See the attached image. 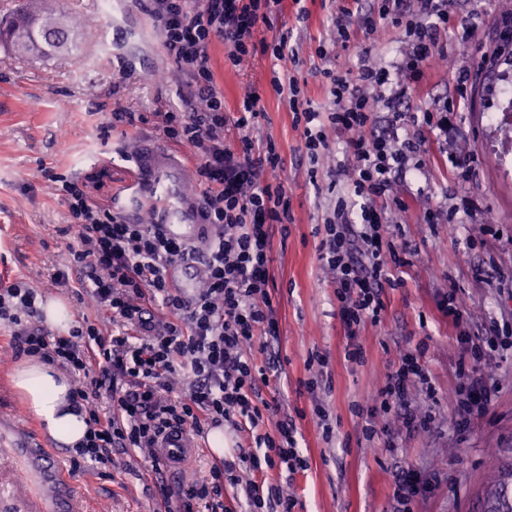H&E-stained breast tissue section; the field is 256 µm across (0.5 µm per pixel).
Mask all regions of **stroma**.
<instances>
[{
	"label": "stroma",
	"mask_w": 512,
	"mask_h": 512,
	"mask_svg": "<svg viewBox=\"0 0 512 512\" xmlns=\"http://www.w3.org/2000/svg\"><path fill=\"white\" fill-rule=\"evenodd\" d=\"M57 14L90 19L80 28L71 52L54 56L21 55L0 40V267L11 282H23L42 294L65 299L74 322L98 320L100 312L79 301L75 289L54 287L50 275L64 265L73 242L67 210L42 175L43 170L73 177L113 212L126 213L137 186L131 154L144 140L160 141L149 126L120 124L106 128L107 114L121 107L152 112L177 104L174 69L162 52L160 35L139 0H53ZM307 19L295 12L259 23L255 41L273 42L287 35L299 62L286 68L270 55L256 54L236 68L224 65L225 47L213 43L217 87L227 111L257 92L259 116L248 133L256 146L275 144L285 161L283 184L293 221L272 237V297L279 326L270 351L279 358V378L263 397L292 416L299 446L309 461L306 471L288 482L299 512H395L394 474L402 467L429 471L441 465L448 481L414 506V512H481L482 486L492 467L487 451L497 448L512 460V347L500 348L489 371L497 385L485 416L469 433L457 437L450 425L459 355L456 331L436 308L439 294L455 288L463 306L465 328L485 335L496 323L512 324V178L503 176L485 146L484 114L492 77L512 58L504 39L512 21V0H451L447 28L437 35V51L447 52L470 70L473 84L459 95L451 71L427 69L406 100L407 112H422L439 101L455 104L447 140L427 134L424 164L399 177L398 197L413 199L405 212L387 209L395 245H409L411 264L402 287L387 289L379 324L358 333L364 353L348 361L350 339L338 316L332 276L319 254L322 217L332 195L310 182L312 164L304 149L287 98L274 82L296 81L314 107L326 111L331 99L318 72L319 43L331 29L334 0H306ZM374 45L377 60L388 66L401 59L408 42L395 29L374 35L355 31L337 45L331 59L338 68L357 71L358 51ZM452 216V223H430V215ZM484 269L485 279L474 277ZM418 353L438 389L437 403L412 392L413 404L433 409L431 431L399 434L396 451L367 441L365 425L382 426L369 396L380 387L400 355ZM321 356L322 364L312 363ZM7 330L0 329V512H41V497L56 475L67 478L78 512H158L159 491L147 453L113 451L110 468L98 470L75 461L56 446L28 411L10 381L21 361ZM324 409L333 427L324 434L316 409ZM37 434L41 455L15 448L14 436ZM54 458L53 469L42 457Z\"/></svg>",
	"instance_id": "1"
}]
</instances>
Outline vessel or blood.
<instances>
[{
	"instance_id": "vessel-or-blood-1",
	"label": "vessel or blood",
	"mask_w": 512,
	"mask_h": 512,
	"mask_svg": "<svg viewBox=\"0 0 512 512\" xmlns=\"http://www.w3.org/2000/svg\"><path fill=\"white\" fill-rule=\"evenodd\" d=\"M137 163L142 195L154 202V221L169 239L201 246L215 235V227L205 220L199 190L180 151L148 140L139 148ZM199 446L198 436L185 430L169 432L159 444L161 451H177L185 460Z\"/></svg>"
}]
</instances>
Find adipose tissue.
I'll return each mask as SVG.
<instances>
[{"label":"adipose tissue","instance_id":"ef3b65f1","mask_svg":"<svg viewBox=\"0 0 512 512\" xmlns=\"http://www.w3.org/2000/svg\"><path fill=\"white\" fill-rule=\"evenodd\" d=\"M11 382L57 446L73 450L84 444L90 427L86 413L74 407L67 372L30 356L15 367Z\"/></svg>","mask_w":512,"mask_h":512}]
</instances>
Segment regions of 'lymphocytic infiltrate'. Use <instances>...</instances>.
Segmentation results:
<instances>
[{
    "mask_svg": "<svg viewBox=\"0 0 512 512\" xmlns=\"http://www.w3.org/2000/svg\"><path fill=\"white\" fill-rule=\"evenodd\" d=\"M284 0H148L165 55L184 78V107L162 112L113 109L112 123L151 125L193 163L208 223L217 227L205 255L202 288L185 296L172 288L168 269L195 259L193 247L168 240L159 225L131 223L102 207L77 183L47 173L69 212L74 243L65 269L51 280L68 285L70 271L82 274L80 296L106 314L102 323L73 327L69 336L49 338L32 325L39 310L36 289L22 282L0 285V322H7L11 343L31 356L68 370L78 386L76 399L94 400L88 412L91 431L78 454L92 467L110 465L113 448L145 450L151 468L161 473L170 461L157 450L162 436L181 428L199 434L204 428L229 425L250 434L253 444L237 457L250 478L241 481L232 465L212 464L194 473L178 492L162 490L163 500L178 499L181 512H193L202 501L206 512H295L297 501L284 494L281 475L305 470L291 416L272 419L271 405L261 393L276 371L275 359L256 366L250 352L256 340L277 338L271 290L272 228L291 221L283 187L261 180L285 167L274 145L256 154L244 133L258 117V93L247 94L236 118L224 110L216 89L210 47L225 46V60L239 65L244 57L269 52L282 63L295 61L287 38L273 45L253 39L258 22L280 13ZM447 0H379L376 11L363 14L358 0H344L336 14L330 44L319 57L327 63L322 75L329 84L333 107L323 112L289 91V107L303 120L310 159L329 149L326 127L341 130L351 160L326 171L311 169L310 179L344 182L348 191L337 197L323 218L320 259L333 274L338 315L349 335L357 337L366 323H379L385 289L394 273L409 265L406 248L395 247L391 226L379 200L389 196L396 176L419 170L416 143L373 132L375 115L384 111L401 119L399 105L416 88L433 59L435 33L448 23ZM403 29L411 49L392 66L374 59L365 47L357 74L330 66L329 47L349 37L351 23L377 31L381 21ZM241 129L237 146H227V127ZM499 329L481 342L461 337L458 378L452 390L454 431L465 436L475 417L488 412L494 383L485 372L499 347ZM182 371L188 383L172 395L170 377ZM429 400L438 391L413 353L393 363L384 384L371 396L383 419H398L406 433L430 431L435 419L407 405L411 389ZM441 474L423 480L419 472L402 469L394 483L399 512H413L419 498L433 493ZM243 491V504L224 501L225 486Z\"/></svg>",
    "mask_w": 512,
    "mask_h": 512,
    "instance_id": "lymphocytic-infiltrate-1",
    "label": "lymphocytic infiltrate"
}]
</instances>
